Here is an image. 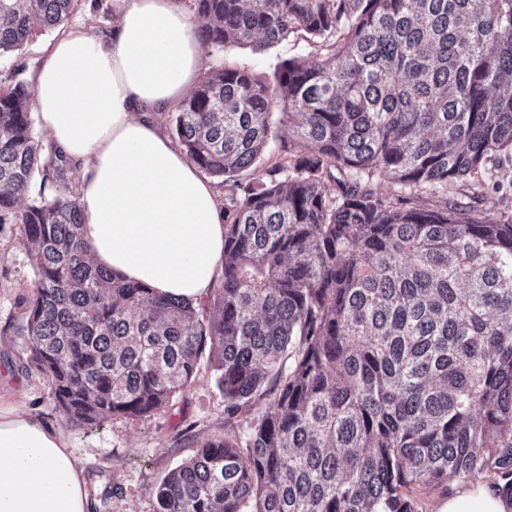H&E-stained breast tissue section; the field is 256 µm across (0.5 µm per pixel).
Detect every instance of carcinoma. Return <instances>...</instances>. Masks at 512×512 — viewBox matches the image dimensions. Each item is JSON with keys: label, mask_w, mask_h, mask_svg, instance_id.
<instances>
[{"label": "carcinoma", "mask_w": 512, "mask_h": 512, "mask_svg": "<svg viewBox=\"0 0 512 512\" xmlns=\"http://www.w3.org/2000/svg\"><path fill=\"white\" fill-rule=\"evenodd\" d=\"M77 2L0 0V57ZM193 5L216 51L298 31L317 46L272 85L215 66L170 115L224 182L213 312L91 263L67 169L41 162L34 91L0 86V224L36 271L30 365L77 426L168 406L205 354L228 417L272 397L246 450L197 443L156 512H418L415 490L481 479L512 500V207L448 195L468 180L512 199V0ZM278 109L295 122L266 166ZM39 169L56 194L22 206ZM334 169L348 177L330 193Z\"/></svg>", "instance_id": "carcinoma-1"}]
</instances>
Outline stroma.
<instances>
[{"mask_svg":"<svg viewBox=\"0 0 512 512\" xmlns=\"http://www.w3.org/2000/svg\"><path fill=\"white\" fill-rule=\"evenodd\" d=\"M121 6V0H79L62 26L39 30L22 50L0 58V85H33L54 38L77 28L107 35ZM315 51L309 35L298 32L266 50L229 45L204 55L203 62L208 69L220 64L243 67L269 80L283 60L306 58ZM34 279L19 226L0 224V407L62 430L87 481L89 512H155L156 483L192 454L196 441L231 432L239 444H246L250 420L244 415L227 418L224 394L205 360L174 406L145 418L115 417L99 425L67 422L49 382L27 361L21 331ZM111 489L116 492L112 498L107 495Z\"/></svg>","mask_w":512,"mask_h":512,"instance_id":"1","label":"stroma"}]
</instances>
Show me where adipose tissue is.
Returning <instances> with one entry per match:
<instances>
[{"label": "adipose tissue", "mask_w": 512, "mask_h": 512, "mask_svg": "<svg viewBox=\"0 0 512 512\" xmlns=\"http://www.w3.org/2000/svg\"><path fill=\"white\" fill-rule=\"evenodd\" d=\"M203 72L199 26L176 0H124L112 34L61 36L37 74L38 124L77 165L83 240L95 265L203 301L224 262L214 186L154 116ZM83 471L61 432L0 410V512H88ZM437 512H512L488 482L454 485Z\"/></svg>", "instance_id": "adipose-tissue-1"}]
</instances>
